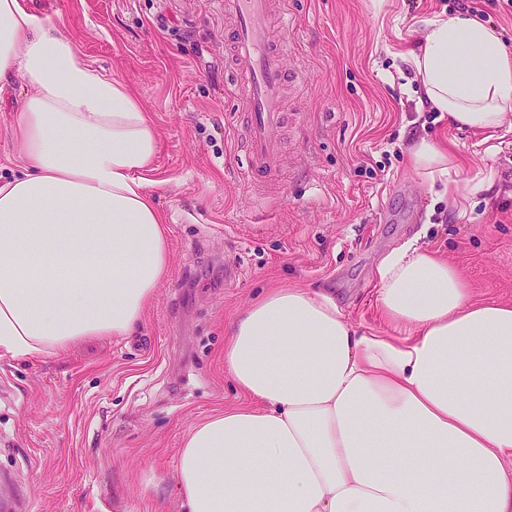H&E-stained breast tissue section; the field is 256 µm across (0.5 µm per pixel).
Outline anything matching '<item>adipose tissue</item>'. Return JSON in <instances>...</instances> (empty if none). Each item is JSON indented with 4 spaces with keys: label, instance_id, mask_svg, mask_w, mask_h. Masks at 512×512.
Here are the masks:
<instances>
[{
    "label": "adipose tissue",
    "instance_id": "1",
    "mask_svg": "<svg viewBox=\"0 0 512 512\" xmlns=\"http://www.w3.org/2000/svg\"><path fill=\"white\" fill-rule=\"evenodd\" d=\"M414 79L474 132L512 122V50L462 12L427 19ZM21 74L0 178V360L129 336L171 267L153 123L82 58L61 20L0 0V78ZM415 170L449 205L481 190L420 138ZM386 324L355 328L333 294L273 288L227 327L224 372L246 405L194 425L178 455L185 512H512V301L409 239L380 263Z\"/></svg>",
    "mask_w": 512,
    "mask_h": 512
}]
</instances>
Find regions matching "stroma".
<instances>
[{
  "label": "stroma",
  "instance_id": "obj_1",
  "mask_svg": "<svg viewBox=\"0 0 512 512\" xmlns=\"http://www.w3.org/2000/svg\"><path fill=\"white\" fill-rule=\"evenodd\" d=\"M454 0H285L295 21L276 171L237 174L242 107L224 61L221 0H25L62 17L84 60L128 84L155 126L151 187L172 263L134 335L94 336L0 361V495L14 512H181L189 428L246 398L224 373L232 318L274 286L329 289L356 327L381 323V260L422 235L489 300H512V131L450 127L419 111L409 57ZM20 75L0 86V162L12 150ZM445 144L483 190L449 208L406 151Z\"/></svg>",
  "mask_w": 512,
  "mask_h": 512
}]
</instances>
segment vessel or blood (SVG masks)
<instances>
[{
  "label": "vessel or blood",
  "mask_w": 512,
  "mask_h": 512,
  "mask_svg": "<svg viewBox=\"0 0 512 512\" xmlns=\"http://www.w3.org/2000/svg\"><path fill=\"white\" fill-rule=\"evenodd\" d=\"M271 0H225L234 18L232 59L244 78L241 94L248 120L244 135L245 160L239 169L248 179L270 169L279 153L277 129L284 118L288 48L271 47L268 19Z\"/></svg>",
  "instance_id": "vessel-or-blood-1"
}]
</instances>
